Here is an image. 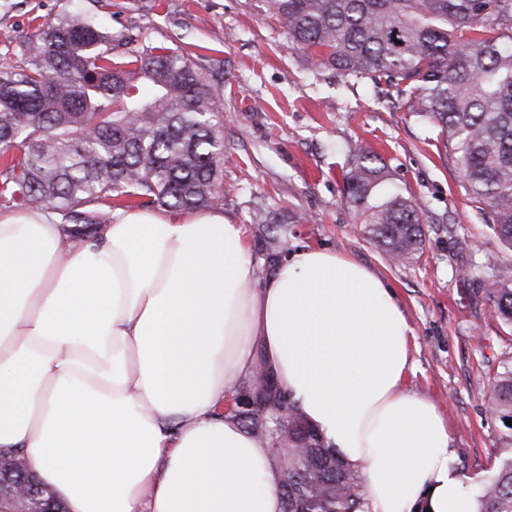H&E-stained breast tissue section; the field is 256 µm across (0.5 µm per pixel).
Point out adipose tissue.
I'll return each mask as SVG.
<instances>
[{"label": "adipose tissue", "instance_id": "adipose-tissue-1", "mask_svg": "<svg viewBox=\"0 0 512 512\" xmlns=\"http://www.w3.org/2000/svg\"><path fill=\"white\" fill-rule=\"evenodd\" d=\"M255 264L220 213L121 211L69 242L52 213L0 216V450L67 512H282L270 449L221 416L261 354L369 512H477L384 278L324 246Z\"/></svg>", "mask_w": 512, "mask_h": 512}]
</instances>
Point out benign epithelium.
<instances>
[{
    "mask_svg": "<svg viewBox=\"0 0 512 512\" xmlns=\"http://www.w3.org/2000/svg\"><path fill=\"white\" fill-rule=\"evenodd\" d=\"M7 498L11 512H50L52 501L37 484L27 460L0 456V499Z\"/></svg>",
    "mask_w": 512,
    "mask_h": 512,
    "instance_id": "7a95c632",
    "label": "benign epithelium"
}]
</instances>
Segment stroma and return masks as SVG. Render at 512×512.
<instances>
[{"instance_id":"stroma-1","label":"stroma","mask_w":512,"mask_h":512,"mask_svg":"<svg viewBox=\"0 0 512 512\" xmlns=\"http://www.w3.org/2000/svg\"><path fill=\"white\" fill-rule=\"evenodd\" d=\"M100 14L116 34L171 51L202 46L209 81L224 111V204L245 225L258 257L263 209L288 220V248L328 246L380 273L394 288L416 336L409 390L448 420L458 470L474 481L490 475L500 426L485 395L500 362L512 356V329L491 316L483 294L489 267L512 269V248L499 243L489 218L467 199L437 128L399 110L386 86L351 82L290 47L288 30L265 0H113ZM64 0H0V69L21 64L34 17L60 12ZM376 151L405 194L426 212L424 253L392 265L355 230L343 200L352 150Z\"/></svg>"}]
</instances>
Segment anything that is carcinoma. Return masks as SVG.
Wrapping results in <instances>:
<instances>
[{
    "label": "carcinoma",
    "instance_id": "cac0c4a2",
    "mask_svg": "<svg viewBox=\"0 0 512 512\" xmlns=\"http://www.w3.org/2000/svg\"><path fill=\"white\" fill-rule=\"evenodd\" d=\"M292 46L343 77L385 85L401 109L439 129L461 186L512 248V0H267ZM114 35L63 9L0 70V209L57 212L67 239L96 237L119 208L205 211L224 204V113L206 59ZM344 202L394 264L423 251L425 212L384 158L353 151ZM282 255L287 229L254 215ZM485 297L512 328V274L490 268ZM227 418L276 445L282 498L305 512H367L359 470L308 424L269 374L231 387ZM487 408L501 453L476 488L478 512H512V358L491 378Z\"/></svg>",
    "mask_w": 512,
    "mask_h": 512
}]
</instances>
